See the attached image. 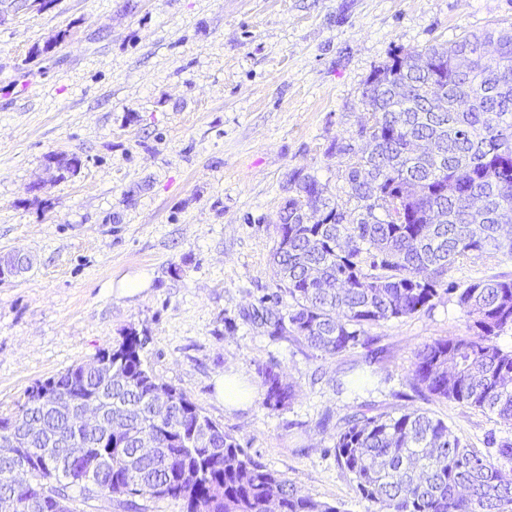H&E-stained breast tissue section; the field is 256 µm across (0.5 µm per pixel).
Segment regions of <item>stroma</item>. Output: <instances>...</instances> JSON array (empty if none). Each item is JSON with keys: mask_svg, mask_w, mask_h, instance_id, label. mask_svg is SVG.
I'll return each mask as SVG.
<instances>
[{"mask_svg": "<svg viewBox=\"0 0 512 512\" xmlns=\"http://www.w3.org/2000/svg\"><path fill=\"white\" fill-rule=\"evenodd\" d=\"M495 25H512V0H28L0 25V253L32 259L0 284V416L133 330L150 372L343 512L369 510L334 454L350 416L422 409L482 451L512 438L495 415L409 385L423 345L467 334L454 295L333 357L251 317L288 310L270 256L290 178L343 194L332 145L365 120L371 71ZM51 154L77 170L57 177ZM497 275L512 256L448 278ZM268 366L295 392L277 411ZM231 369L254 390L233 412L215 389Z\"/></svg>", "mask_w": 512, "mask_h": 512, "instance_id": "35a3bbf8", "label": "stroma"}]
</instances>
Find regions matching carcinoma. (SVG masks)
<instances>
[{
    "label": "carcinoma",
    "mask_w": 512,
    "mask_h": 512,
    "mask_svg": "<svg viewBox=\"0 0 512 512\" xmlns=\"http://www.w3.org/2000/svg\"><path fill=\"white\" fill-rule=\"evenodd\" d=\"M361 146L333 145L348 158L347 201L295 173L279 212L272 253L288 313L256 314L333 357L366 344V327L412 316L441 292L456 294L468 334L437 338L415 354L412 387L497 415L512 425V279L459 287L461 259L512 254V28L465 34L446 46L394 54L366 80ZM145 339L131 330L91 362L37 381L18 411L0 417V491L17 465L16 445L35 448L19 512H60L88 501L86 480L105 498L180 501L185 512H343L303 494L253 460L183 392L143 363ZM264 405L279 410L294 389L262 371ZM91 398L105 413L90 431L63 398ZM155 442L152 456L139 441ZM66 443L77 465L62 460ZM471 448L425 411L351 417L336 434L338 464L371 512H512V439Z\"/></svg>",
    "instance_id": "obj_1"
}]
</instances>
